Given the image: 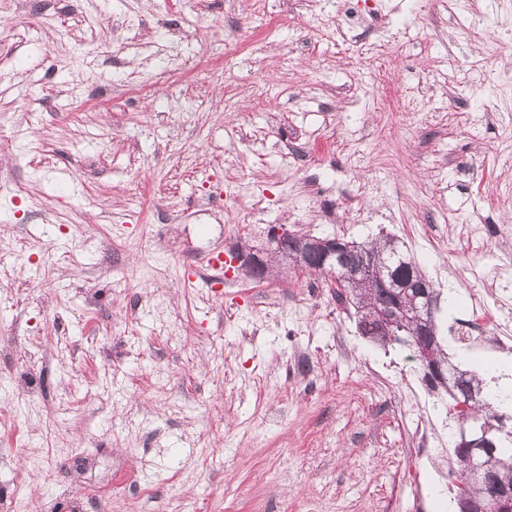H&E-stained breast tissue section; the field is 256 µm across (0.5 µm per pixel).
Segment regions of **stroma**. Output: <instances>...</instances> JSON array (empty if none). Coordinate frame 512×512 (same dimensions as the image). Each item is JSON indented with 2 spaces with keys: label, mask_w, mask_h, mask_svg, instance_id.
Returning <instances> with one entry per match:
<instances>
[{
  "label": "stroma",
  "mask_w": 512,
  "mask_h": 512,
  "mask_svg": "<svg viewBox=\"0 0 512 512\" xmlns=\"http://www.w3.org/2000/svg\"><path fill=\"white\" fill-rule=\"evenodd\" d=\"M44 2L0 0V507L442 512L407 350L207 260L383 232L441 336H512V0Z\"/></svg>",
  "instance_id": "stroma-1"
}]
</instances>
